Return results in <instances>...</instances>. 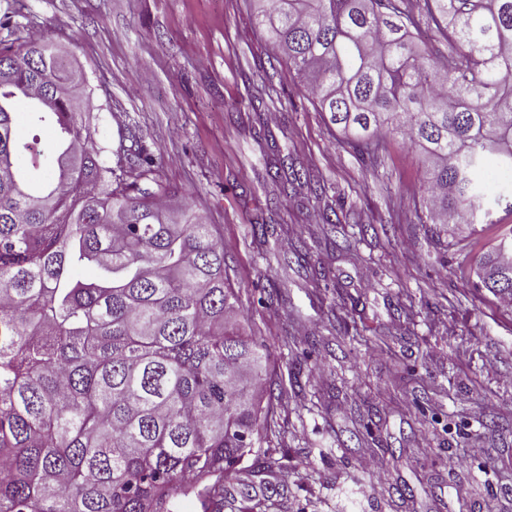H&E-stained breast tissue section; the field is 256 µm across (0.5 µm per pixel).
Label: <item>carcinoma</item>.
<instances>
[{
	"mask_svg": "<svg viewBox=\"0 0 512 512\" xmlns=\"http://www.w3.org/2000/svg\"><path fill=\"white\" fill-rule=\"evenodd\" d=\"M411 0H265L255 23L328 124L367 153L399 136L426 167L421 224L493 223L481 172L512 169V0H424L448 54L413 47ZM47 128L16 132L18 107ZM90 90L49 38L0 44V512H203L252 503L271 353L236 320L216 225L174 215L162 163L86 131ZM287 196L308 181L270 165ZM145 180L155 185L146 193ZM512 224L472 284L512 297Z\"/></svg>",
	"mask_w": 512,
	"mask_h": 512,
	"instance_id": "cac0c4a2",
	"label": "carcinoma"
}]
</instances>
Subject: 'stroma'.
Segmentation results:
<instances>
[{
	"label": "stroma",
	"mask_w": 512,
	"mask_h": 512,
	"mask_svg": "<svg viewBox=\"0 0 512 512\" xmlns=\"http://www.w3.org/2000/svg\"><path fill=\"white\" fill-rule=\"evenodd\" d=\"M16 12L84 72L93 141H144L177 191L169 206L219 229L245 328L272 356L265 512H512V306L472 286L512 214L480 225L467 260L440 246L415 215L419 155L349 147L273 59L252 0H0V17ZM268 161L323 195L280 196ZM329 209L339 223L320 221ZM262 223L285 230L262 240Z\"/></svg>",
	"instance_id": "35a3bbf8"
}]
</instances>
